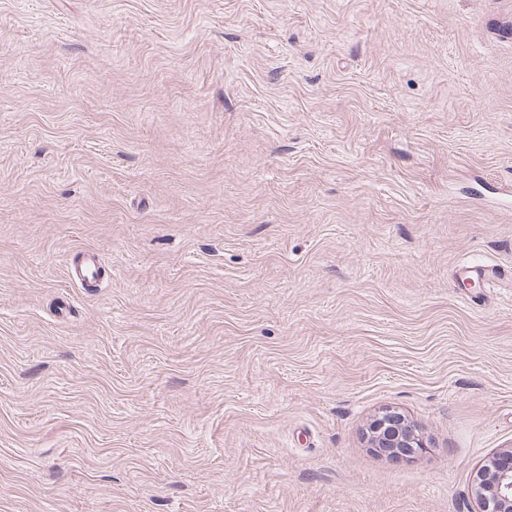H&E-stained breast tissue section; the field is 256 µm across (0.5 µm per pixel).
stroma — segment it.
<instances>
[{
    "label": "stroma",
    "instance_id": "35a3bbf8",
    "mask_svg": "<svg viewBox=\"0 0 512 512\" xmlns=\"http://www.w3.org/2000/svg\"><path fill=\"white\" fill-rule=\"evenodd\" d=\"M474 261L512 267V0H0V512H477ZM101 274V265L98 256L95 253L84 254L74 265L68 269V278L70 282L84 288L99 281ZM370 432L373 448L399 461H410L425 448L422 438L395 411L386 412L377 418Z\"/></svg>",
    "mask_w": 512,
    "mask_h": 512
}]
</instances>
